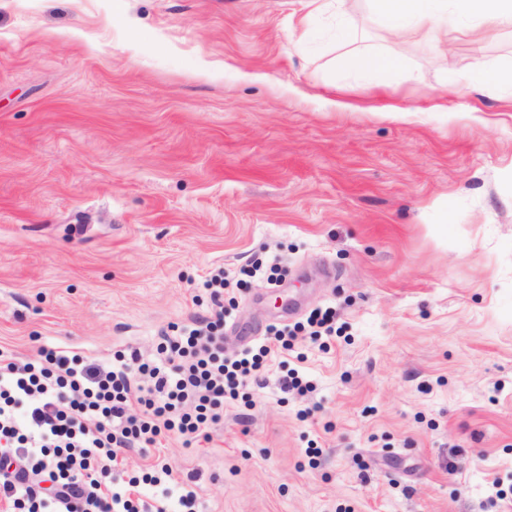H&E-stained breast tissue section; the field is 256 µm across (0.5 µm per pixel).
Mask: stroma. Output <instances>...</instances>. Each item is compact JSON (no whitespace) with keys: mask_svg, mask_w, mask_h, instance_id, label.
I'll list each match as a JSON object with an SVG mask.
<instances>
[{"mask_svg":"<svg viewBox=\"0 0 512 512\" xmlns=\"http://www.w3.org/2000/svg\"><path fill=\"white\" fill-rule=\"evenodd\" d=\"M477 57L512 68V28L439 50L369 0H0V351L156 358L220 267L226 352L317 308L340 332L117 480L157 454L196 512H512V97L457 95ZM403 67V58L400 54L392 52L387 55H355L347 60L344 68L365 73L371 70L384 72H398Z\"/></svg>","mask_w":512,"mask_h":512,"instance_id":"obj_1","label":"stroma"}]
</instances>
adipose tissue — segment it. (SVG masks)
I'll return each instance as SVG.
<instances>
[{
	"mask_svg": "<svg viewBox=\"0 0 512 512\" xmlns=\"http://www.w3.org/2000/svg\"><path fill=\"white\" fill-rule=\"evenodd\" d=\"M374 4L391 35L413 31L436 47L447 42L453 17L475 22L480 29L512 26V0H374Z\"/></svg>",
	"mask_w": 512,
	"mask_h": 512,
	"instance_id": "ef3b65f1",
	"label": "adipose tissue"
}]
</instances>
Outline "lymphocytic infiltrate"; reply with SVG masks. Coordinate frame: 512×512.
<instances>
[{
    "mask_svg": "<svg viewBox=\"0 0 512 512\" xmlns=\"http://www.w3.org/2000/svg\"><path fill=\"white\" fill-rule=\"evenodd\" d=\"M216 271L203 283L212 310L163 336L161 362L137 353L101 364L55 350L40 363L16 362L0 352V471L15 457L48 472L54 496H41L24 479L0 481V500L13 512H138L131 497L139 484L174 480L167 464L149 465L125 489L112 473L127 451L155 446L168 435L194 438L223 417L225 400L258 379L273 354L291 351L297 329L268 328L250 350L224 353V290Z\"/></svg>",
    "mask_w": 512,
    "mask_h": 512,
    "instance_id": "1",
    "label": "lymphocytic infiltrate"
}]
</instances>
